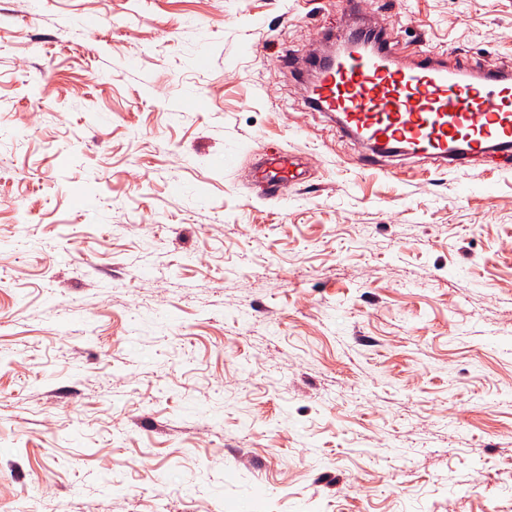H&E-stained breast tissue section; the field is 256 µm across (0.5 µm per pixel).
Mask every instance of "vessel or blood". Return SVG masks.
Masks as SVG:
<instances>
[{
	"label": "vessel or blood",
	"instance_id": "b4317fda",
	"mask_svg": "<svg viewBox=\"0 0 512 512\" xmlns=\"http://www.w3.org/2000/svg\"><path fill=\"white\" fill-rule=\"evenodd\" d=\"M308 71L310 103L335 113L363 159L411 154L458 170L512 150L510 69L485 72L428 53L403 63L382 38L349 31L335 57ZM262 173L273 188L304 179L289 152L266 158Z\"/></svg>",
	"mask_w": 512,
	"mask_h": 512
}]
</instances>
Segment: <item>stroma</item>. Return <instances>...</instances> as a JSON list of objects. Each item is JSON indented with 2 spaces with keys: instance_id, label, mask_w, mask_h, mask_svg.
Returning a JSON list of instances; mask_svg holds the SVG:
<instances>
[{
  "instance_id": "obj_1",
  "label": "stroma",
  "mask_w": 512,
  "mask_h": 512,
  "mask_svg": "<svg viewBox=\"0 0 512 512\" xmlns=\"http://www.w3.org/2000/svg\"><path fill=\"white\" fill-rule=\"evenodd\" d=\"M362 7L402 58L512 66V0ZM343 25L0 0V506L512 501V156L361 169L297 75ZM275 149L306 180L271 199Z\"/></svg>"
}]
</instances>
